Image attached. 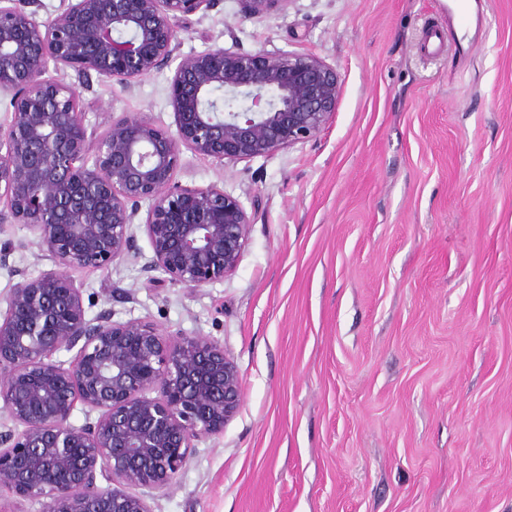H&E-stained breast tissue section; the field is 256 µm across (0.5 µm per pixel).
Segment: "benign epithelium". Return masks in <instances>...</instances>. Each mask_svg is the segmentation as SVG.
I'll return each instance as SVG.
<instances>
[{"mask_svg":"<svg viewBox=\"0 0 512 512\" xmlns=\"http://www.w3.org/2000/svg\"><path fill=\"white\" fill-rule=\"evenodd\" d=\"M283 0H241L259 16ZM213 0H62L44 22L0 0V223L20 224L54 268L21 275L0 310V492L42 501L45 512H152L202 437L224 434L243 402L242 379L219 340H172L110 309L89 319L67 268H103L138 255L144 231L154 283L202 288L231 274L249 243L239 198L177 180L182 151L220 164L268 157L316 137L341 94L336 68L290 52L209 49L174 62L177 19ZM175 66L169 103L176 131L139 115L89 127L73 71L84 84L130 89ZM223 92V97L215 92ZM75 351L69 363L54 360ZM157 396L152 397L150 393ZM97 413L74 426L77 405Z\"/></svg>","mask_w":512,"mask_h":512,"instance_id":"7a95c632","label":"benign epithelium"}]
</instances>
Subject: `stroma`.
I'll return each instance as SVG.
<instances>
[{
	"mask_svg": "<svg viewBox=\"0 0 512 512\" xmlns=\"http://www.w3.org/2000/svg\"><path fill=\"white\" fill-rule=\"evenodd\" d=\"M471 47L422 51L446 0H216L178 24L175 57L222 47L336 67L334 117L307 142L178 180L222 185L251 217L224 282L152 285V250L68 269L88 317L223 342L243 403L196 441L153 512H512V0H481ZM171 70L131 89L77 84L86 121L171 130ZM0 303L52 263L0 223Z\"/></svg>",
	"mask_w": 512,
	"mask_h": 512,
	"instance_id": "1",
	"label": "stroma"
}]
</instances>
